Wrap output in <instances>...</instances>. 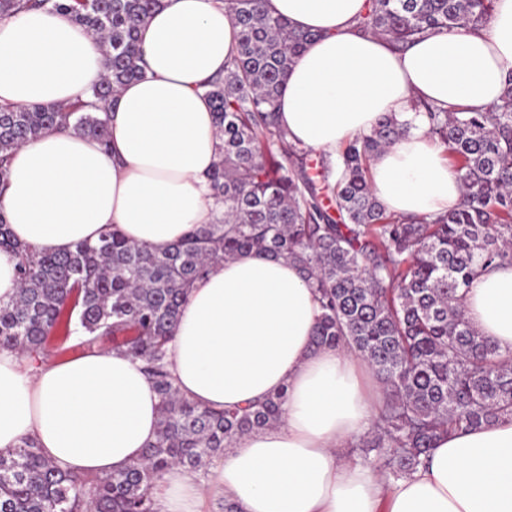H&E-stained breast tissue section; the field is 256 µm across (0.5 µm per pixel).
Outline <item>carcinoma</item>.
Returning a JSON list of instances; mask_svg holds the SVG:
<instances>
[{"mask_svg":"<svg viewBox=\"0 0 512 512\" xmlns=\"http://www.w3.org/2000/svg\"><path fill=\"white\" fill-rule=\"evenodd\" d=\"M364 30L404 46L428 30L484 27L494 0H369ZM160 0H0V20L56 8L101 42L105 73L72 106L0 109V178L9 155L49 128H71L106 146L114 96L144 74L138 27ZM237 30L224 77L206 81L220 139L210 174L224 215L182 241L150 248L107 231L73 252L26 250L0 215V251L19 256L17 297L0 304V348L41 354L61 322L91 348L145 363L161 399L158 437L141 461L108 477L67 474L26 440L0 453V512H155V477L205 468L245 434L276 425L284 394L214 410L180 395L167 351L191 285L221 260L254 251L297 265L315 289L316 348L363 358L384 401L357 447L388 482L407 477L436 440L512 415V353L466 320L464 288L479 269L512 265V84L484 112L415 105L446 149L462 203L434 217L390 214L371 189L370 161L407 128L390 115L336 152L332 189L318 188L307 156L288 140L277 102L289 70L316 35L268 15L262 0H224ZM331 191L334 205L322 204Z\"/></svg>","mask_w":512,"mask_h":512,"instance_id":"1","label":"carcinoma"}]
</instances>
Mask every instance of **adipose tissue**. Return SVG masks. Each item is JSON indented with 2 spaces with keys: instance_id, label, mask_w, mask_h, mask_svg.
I'll return each instance as SVG.
<instances>
[{
  "instance_id": "obj_1",
  "label": "adipose tissue",
  "mask_w": 512,
  "mask_h": 512,
  "mask_svg": "<svg viewBox=\"0 0 512 512\" xmlns=\"http://www.w3.org/2000/svg\"><path fill=\"white\" fill-rule=\"evenodd\" d=\"M314 41L289 72L278 120L300 147L335 154L386 114L407 132L374 159L371 186L387 211L435 216L462 185L412 104L483 111L512 83V0H495L477 31L431 30L398 50L362 30L368 0H264ZM144 77L121 87L110 144L53 130L17 148L0 180V213L19 245L66 253L120 232L148 247L181 241L217 214L208 175L217 128L202 85L223 74L235 29L222 0H161L139 27ZM104 73L100 42L59 10L0 21V108L69 104ZM468 322L512 353V266L480 272L463 293ZM319 313L298 267L253 252L193 283L168 347L179 392L221 408L285 392L281 421L240 438L199 481L170 467L154 481L156 512H512V418L440 437L405 479L343 450L368 432L382 395L366 363L313 349ZM160 398L140 360L91 349L31 363L0 348V452L33 440L64 471L107 476L155 442Z\"/></svg>"
}]
</instances>
